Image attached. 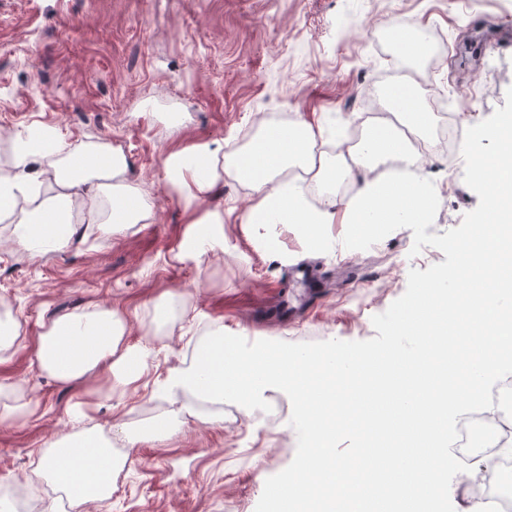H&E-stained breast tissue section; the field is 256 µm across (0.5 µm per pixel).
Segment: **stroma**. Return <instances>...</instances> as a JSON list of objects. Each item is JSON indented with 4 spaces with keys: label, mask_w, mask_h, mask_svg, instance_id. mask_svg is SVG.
Listing matches in <instances>:
<instances>
[{
    "label": "stroma",
    "mask_w": 512,
    "mask_h": 512,
    "mask_svg": "<svg viewBox=\"0 0 512 512\" xmlns=\"http://www.w3.org/2000/svg\"><path fill=\"white\" fill-rule=\"evenodd\" d=\"M446 34L428 72L413 75L381 42L389 23ZM512 0H0V136L53 126L70 148L107 140L122 149L131 179L149 194L153 216L128 232L102 235L75 217L59 251L31 257L0 221V303L25 338L0 360V383L22 385L36 404L22 421H0V486L25 480L56 437L126 425L140 439L122 449V483L104 502L78 503L51 483L35 487L56 512H255L265 481L293 460L291 402L274 388L271 412L225 404L206 424L158 398V378L189 361L211 327L247 341L291 343L375 337L371 319L399 297L410 270L443 262L437 248L412 254L413 231L400 228L371 248L328 242L306 247L293 225L267 227L260 247L244 217L255 201L228 178L206 206L224 205V247L202 268L173 256L191 218L160 164L167 152L210 139L237 147L260 120L303 114L335 153L361 136L380 72L410 79L421 99L458 104L471 126L504 106L512 88ZM422 176L439 189L429 233L458 227L479 198L464 181L462 157L424 159ZM178 298L186 314L162 334L151 306ZM92 306L121 312L124 344L147 348L150 367L124 394L99 377L60 384L36 363L39 338L59 316ZM170 415L179 430L159 441L151 421Z\"/></svg>",
    "instance_id": "stroma-1"
}]
</instances>
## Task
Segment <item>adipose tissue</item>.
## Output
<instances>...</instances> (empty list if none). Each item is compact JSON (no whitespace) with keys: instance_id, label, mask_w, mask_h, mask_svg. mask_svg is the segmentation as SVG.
I'll return each instance as SVG.
<instances>
[{"instance_id":"ef3b65f1","label":"adipose tissue","mask_w":512,"mask_h":512,"mask_svg":"<svg viewBox=\"0 0 512 512\" xmlns=\"http://www.w3.org/2000/svg\"><path fill=\"white\" fill-rule=\"evenodd\" d=\"M320 136L319 127L299 115L286 124L261 123L257 137L229 158L215 141L166 153L161 165L168 184L192 212L176 261L198 267L210 251L223 248L224 210L205 209L201 203L227 176L257 196L246 223L298 225L311 245L322 241L326 225L338 220L357 237L364 236L369 224L427 222L434 202L429 181L402 178L386 169L396 161L420 164L421 156L386 120L368 124L361 141L336 159L315 152ZM291 167L312 172L322 182V206L306 209L301 194L281 180V173ZM353 176L358 182L352 195L333 190L336 180ZM75 210L104 234L152 217L141 188L129 178L122 152L111 143L94 141L74 150L55 137L49 148L36 149L12 140L11 160L0 166V218L14 224L17 244L36 257L61 249L68 240L59 228L61 217ZM125 332L124 316L109 307L58 317L40 338L38 367L66 386L102 375L111 392H123L148 368L144 350L124 345ZM123 464L103 432H83L50 442L26 481L49 480L82 501L100 502L109 495L106 475Z\"/></svg>"}]
</instances>
